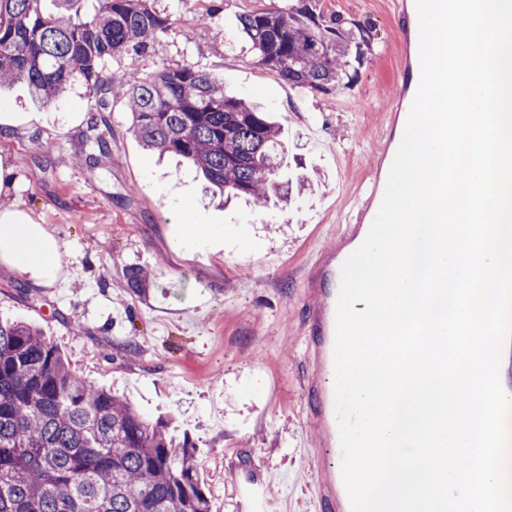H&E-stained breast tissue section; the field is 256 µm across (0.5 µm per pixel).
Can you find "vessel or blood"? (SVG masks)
<instances>
[{"mask_svg": "<svg viewBox=\"0 0 512 512\" xmlns=\"http://www.w3.org/2000/svg\"><path fill=\"white\" fill-rule=\"evenodd\" d=\"M417 21L415 0H401L398 24L404 60L391 114V123L395 126L407 122L420 83ZM398 147L396 137H388L355 223L347 226L335 249L325 254L315 266L304 291L305 326L310 353L309 367L300 379V392L308 415L317 425V445L322 450L321 455H312L307 459L308 469L314 476L320 512H352L341 477L342 453L334 409V342L340 269L346 258L362 243L377 215Z\"/></svg>", "mask_w": 512, "mask_h": 512, "instance_id": "vessel-or-blood-1", "label": "vessel or blood"}]
</instances>
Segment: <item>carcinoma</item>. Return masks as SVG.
<instances>
[{
    "mask_svg": "<svg viewBox=\"0 0 512 512\" xmlns=\"http://www.w3.org/2000/svg\"><path fill=\"white\" fill-rule=\"evenodd\" d=\"M44 0H0V85L23 82L35 103L55 105L81 79L95 94L89 130L107 124L114 98L146 149L191 163L213 191L257 204L290 200L280 179L281 129L251 101L193 65L153 73L106 71L102 62L159 46L170 18L151 0H98L87 17L48 15ZM257 62L321 93L347 87L370 49L367 28L328 17L320 0L240 17ZM130 290L151 273L128 266ZM0 512H210L195 445L163 420L75 373L26 322H0Z\"/></svg>",
    "mask_w": 512,
    "mask_h": 512,
    "instance_id": "obj_1",
    "label": "carcinoma"
}]
</instances>
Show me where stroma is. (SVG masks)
I'll return each instance as SVG.
<instances>
[{
  "mask_svg": "<svg viewBox=\"0 0 512 512\" xmlns=\"http://www.w3.org/2000/svg\"><path fill=\"white\" fill-rule=\"evenodd\" d=\"M287 5L153 0L172 22L162 49L103 67L191 64L219 75L227 94L261 103L282 124L285 175L311 181L288 206L211 200L189 165L143 148L118 99L106 153L75 164L91 149L85 85L42 110L24 85L0 88V114L19 119L0 125V159L18 177L8 198L33 213L61 255L55 279L39 287L0 264V318L36 325L78 374L124 393L144 417H173L174 436L196 446L211 512H247L238 490L246 476L261 484L266 512H319L302 466L317 427L298 386L308 358L301 297L313 264L355 219L401 64L395 0H322L325 14L369 27L371 55L337 92L279 80L256 62L239 18ZM132 264L153 273L146 296L125 286ZM130 338L135 348H125Z\"/></svg>",
  "mask_w": 512,
  "mask_h": 512,
  "instance_id": "1",
  "label": "stroma"
}]
</instances>
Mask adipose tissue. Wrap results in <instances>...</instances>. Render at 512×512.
I'll list each match as a JSON object with an SVG mask.
<instances>
[{
  "mask_svg": "<svg viewBox=\"0 0 512 512\" xmlns=\"http://www.w3.org/2000/svg\"><path fill=\"white\" fill-rule=\"evenodd\" d=\"M56 240L17 205L0 206V262L36 285L49 282L58 268Z\"/></svg>",
  "mask_w": 512,
  "mask_h": 512,
  "instance_id": "ef3b65f1",
  "label": "adipose tissue"
}]
</instances>
